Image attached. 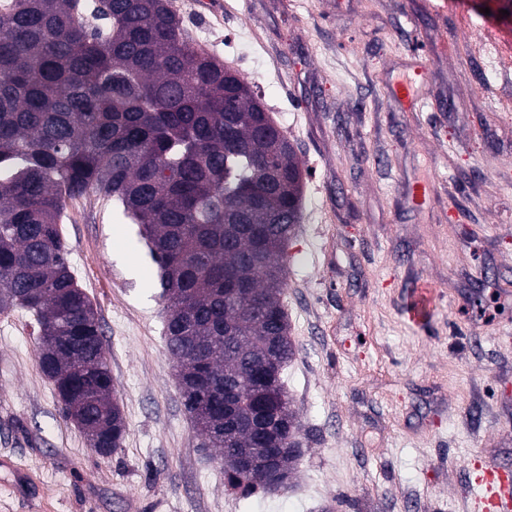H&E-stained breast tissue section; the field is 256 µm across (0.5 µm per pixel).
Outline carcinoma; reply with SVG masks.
Masks as SVG:
<instances>
[{
    "label": "carcinoma",
    "mask_w": 512,
    "mask_h": 512,
    "mask_svg": "<svg viewBox=\"0 0 512 512\" xmlns=\"http://www.w3.org/2000/svg\"><path fill=\"white\" fill-rule=\"evenodd\" d=\"M8 0L0 8V312L32 317L53 384L93 386L80 407L110 457L125 420L92 301L59 224L91 190L139 225L167 303L166 346L187 409L218 460L251 447L257 407L297 440L283 368L296 352L282 296L302 167L236 71L195 49L169 0ZM247 494L249 474L226 471Z\"/></svg>",
    "instance_id": "1"
}]
</instances>
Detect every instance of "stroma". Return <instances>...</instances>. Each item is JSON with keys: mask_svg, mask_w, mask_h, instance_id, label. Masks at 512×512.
Instances as JSON below:
<instances>
[{"mask_svg": "<svg viewBox=\"0 0 512 512\" xmlns=\"http://www.w3.org/2000/svg\"><path fill=\"white\" fill-rule=\"evenodd\" d=\"M176 12L253 87L304 173L283 296L298 347L283 372L301 423L292 486L228 487L183 405L138 227L91 191L61 231L98 312L123 443L92 452L38 367L29 315L0 313V512H471L474 456L512 471V112L479 83L462 20L512 41V0ZM419 72L420 106L395 101ZM423 282L434 300L415 322Z\"/></svg>", "mask_w": 512, "mask_h": 512, "instance_id": "35a3bbf8", "label": "stroma"}]
</instances>
